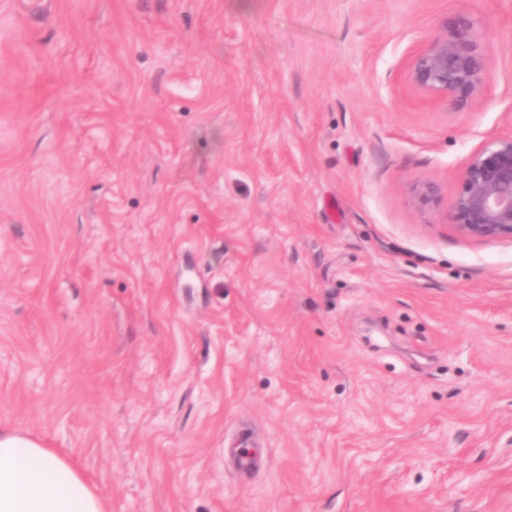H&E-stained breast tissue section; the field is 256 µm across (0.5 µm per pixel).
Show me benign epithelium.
Returning a JSON list of instances; mask_svg holds the SVG:
<instances>
[{"instance_id":"7a95c632","label":"benign epithelium","mask_w":512,"mask_h":512,"mask_svg":"<svg viewBox=\"0 0 512 512\" xmlns=\"http://www.w3.org/2000/svg\"><path fill=\"white\" fill-rule=\"evenodd\" d=\"M407 79L424 93L453 102L472 98L484 79V60L467 31L435 37L416 54ZM450 218L465 237L512 242V135L474 151L462 170Z\"/></svg>"}]
</instances>
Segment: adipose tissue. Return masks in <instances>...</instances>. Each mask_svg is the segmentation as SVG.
Masks as SVG:
<instances>
[{
  "label": "adipose tissue",
  "instance_id": "ef3b65f1",
  "mask_svg": "<svg viewBox=\"0 0 512 512\" xmlns=\"http://www.w3.org/2000/svg\"><path fill=\"white\" fill-rule=\"evenodd\" d=\"M0 512H104V505L68 458L0 426Z\"/></svg>",
  "mask_w": 512,
  "mask_h": 512
}]
</instances>
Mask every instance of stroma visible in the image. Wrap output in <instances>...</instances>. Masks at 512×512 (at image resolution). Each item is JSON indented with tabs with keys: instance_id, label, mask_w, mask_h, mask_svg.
<instances>
[{
	"instance_id": "1",
	"label": "stroma",
	"mask_w": 512,
	"mask_h": 512,
	"mask_svg": "<svg viewBox=\"0 0 512 512\" xmlns=\"http://www.w3.org/2000/svg\"><path fill=\"white\" fill-rule=\"evenodd\" d=\"M509 133L512 0H0V425L106 512H512ZM407 79L424 93L467 102L483 82L484 60L467 30L439 35L413 57ZM450 218L465 237L512 242V135L474 151L462 170Z\"/></svg>"
}]
</instances>
